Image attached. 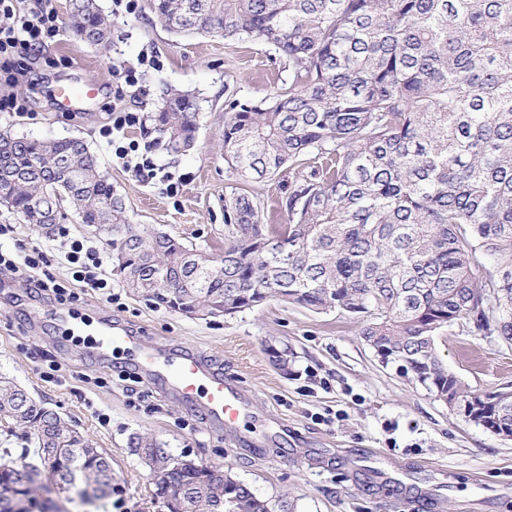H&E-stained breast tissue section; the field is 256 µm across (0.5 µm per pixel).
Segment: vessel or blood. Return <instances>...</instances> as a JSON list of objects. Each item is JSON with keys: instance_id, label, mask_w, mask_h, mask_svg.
Instances as JSON below:
<instances>
[{"instance_id": "obj_1", "label": "vessel or blood", "mask_w": 512, "mask_h": 512, "mask_svg": "<svg viewBox=\"0 0 512 512\" xmlns=\"http://www.w3.org/2000/svg\"><path fill=\"white\" fill-rule=\"evenodd\" d=\"M55 97L61 111L77 112L95 99L96 90L72 82L59 86ZM93 332L98 354L121 353L128 364L166 383L179 399L200 408L212 421L234 423L248 414L250 402L237 378L216 371L200 357L147 349L137 336L111 321L99 322Z\"/></svg>"}]
</instances>
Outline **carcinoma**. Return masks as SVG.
<instances>
[{"label": "carcinoma", "instance_id": "cac0c4a2", "mask_svg": "<svg viewBox=\"0 0 512 512\" xmlns=\"http://www.w3.org/2000/svg\"><path fill=\"white\" fill-rule=\"evenodd\" d=\"M74 33L111 39L93 0H70ZM173 33L263 39L288 70V89L232 99L224 161L243 180L288 178L286 224H265L245 192L224 198V254L129 224L123 199L78 137L17 138L18 182L0 205L51 233L64 205L112 235V271L137 298L171 309L250 310L259 292L315 313L338 309L372 347L448 402L474 396L440 360L436 338L471 323L512 341V0H151ZM195 98L175 93L153 115L166 149H190ZM284 237L285 252L264 250ZM0 419L29 429L36 474L84 486L109 457L54 410L0 375ZM51 448L46 458L40 449ZM27 465H0V494L36 497ZM192 468L171 512H290L243 483Z\"/></svg>", "mask_w": 512, "mask_h": 512}]
</instances>
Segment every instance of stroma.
Returning a JSON list of instances; mask_svg holds the SVG:
<instances>
[{
	"instance_id": "35a3bbf8",
	"label": "stroma",
	"mask_w": 512,
	"mask_h": 512,
	"mask_svg": "<svg viewBox=\"0 0 512 512\" xmlns=\"http://www.w3.org/2000/svg\"><path fill=\"white\" fill-rule=\"evenodd\" d=\"M112 26V41L91 46L62 28L43 48L24 79L0 81V95L29 100L28 116L0 113V133L37 139L80 137L122 197L129 220L149 224L197 249H224V197L246 189L267 224L287 223L279 202L287 176L243 183L224 161L225 104L280 92L287 75L257 37L169 33L139 0L137 14H113L112 0H99ZM156 51L163 67L139 75L125 88L123 107L141 113L132 139L153 145L157 174L141 178L123 167L99 135L116 90L112 73L140 52ZM98 81L97 100L79 112L59 111V81ZM195 96L199 129L194 147L167 152L150 115L167 95ZM183 176L177 197H168L165 174ZM0 251L40 248L61 284L71 281L69 237L104 247L68 212L65 234L44 235L0 206ZM80 322H120L149 349L193 352L211 367L237 375L251 397L252 419L231 425L205 414L148 377L132 381L121 355L95 353L90 335L65 337L57 315ZM287 353L288 370L276 368L270 349ZM440 358L468 390H512V342L457 325L437 340ZM0 374L55 410L93 447L112 456V492L82 503L75 488L47 482L40 498L48 512H160L149 469L134 452L137 437L150 435L164 450L218 466L248 484L259 497L287 499L292 512H512V439L465 420L425 387L383 365L360 335L353 317L314 313L278 299L220 318L190 317L130 295L113 279L111 297L88 290L78 298L37 295L22 279L0 275ZM280 425L261 447L246 441L249 430Z\"/></svg>"
}]
</instances>
